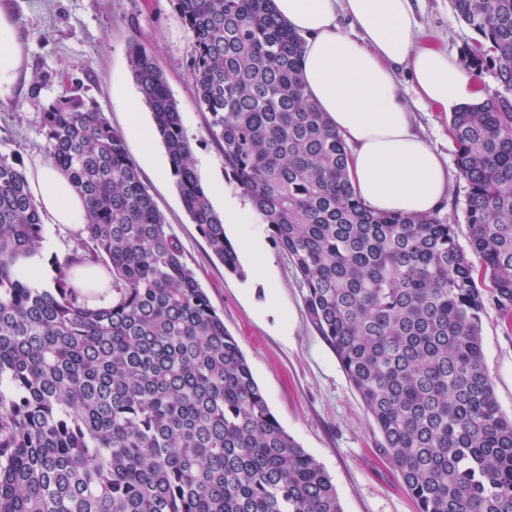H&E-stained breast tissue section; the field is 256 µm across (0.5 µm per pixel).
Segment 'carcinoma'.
Returning <instances> with one entry per match:
<instances>
[{
  "label": "carcinoma",
  "mask_w": 512,
  "mask_h": 512,
  "mask_svg": "<svg viewBox=\"0 0 512 512\" xmlns=\"http://www.w3.org/2000/svg\"><path fill=\"white\" fill-rule=\"evenodd\" d=\"M175 2L224 173L300 275L309 321L418 512H512V418L481 327L489 305L512 323V0H454L475 34L464 65L497 79L450 114L467 249L437 211L378 213L355 195L346 142L303 86V38L273 0ZM129 63L186 211L242 274L165 73L141 44ZM41 116L87 222L53 257L52 287L21 275L42 255V220L22 162L0 152V512H343L183 262L123 134L68 84ZM101 260L104 307L69 281Z\"/></svg>",
  "instance_id": "obj_1"
}]
</instances>
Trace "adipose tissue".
I'll use <instances>...</instances> for the list:
<instances>
[{
    "instance_id": "1",
    "label": "adipose tissue",
    "mask_w": 512,
    "mask_h": 512,
    "mask_svg": "<svg viewBox=\"0 0 512 512\" xmlns=\"http://www.w3.org/2000/svg\"><path fill=\"white\" fill-rule=\"evenodd\" d=\"M274 6L304 39V85L350 148L356 195L378 212L438 209L448 195V163L417 128L396 71H407L421 103L446 113L473 102L479 90L458 57L418 38L414 0H274ZM341 17L355 36L340 31ZM21 64L14 29L0 10V96L10 93ZM27 179L44 223L84 224L86 206L57 170L39 163Z\"/></svg>"
}]
</instances>
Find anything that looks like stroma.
<instances>
[{
	"mask_svg": "<svg viewBox=\"0 0 512 512\" xmlns=\"http://www.w3.org/2000/svg\"><path fill=\"white\" fill-rule=\"evenodd\" d=\"M11 15L23 66L16 87L0 98V151L14 154L24 167L45 162L41 124L44 104L61 91V79L78 85L87 100L104 112L116 129H124L126 101L139 90L129 66L133 45H147L165 72L177 100L184 129L193 143L203 187L218 183L224 194L211 197L215 211L243 195L224 173V155L208 138L206 115L187 82L191 39L173 0H0ZM416 13L441 48L463 56L472 34L457 15L453 0H417ZM399 88L412 103L419 126L448 161L456 147L449 119L434 107L418 104L407 72L397 74ZM143 122L152 114L139 101ZM127 151L162 214L179 240L184 261L212 306L236 337L281 426L331 477L344 512H417L398 473L377 446L379 433L362 400L350 385L333 350L310 324L299 276L271 239L261 220L229 224L231 242L258 238L266 267L251 274V259L240 254L242 275L225 270L186 212L171 172H159L169 158L154 140L150 160L127 142ZM484 365L502 411L512 416V329L494 308L482 321Z\"/></svg>",
	"mask_w": 512,
	"mask_h": 512,
	"instance_id": "stroma-1",
	"label": "stroma"
}]
</instances>
